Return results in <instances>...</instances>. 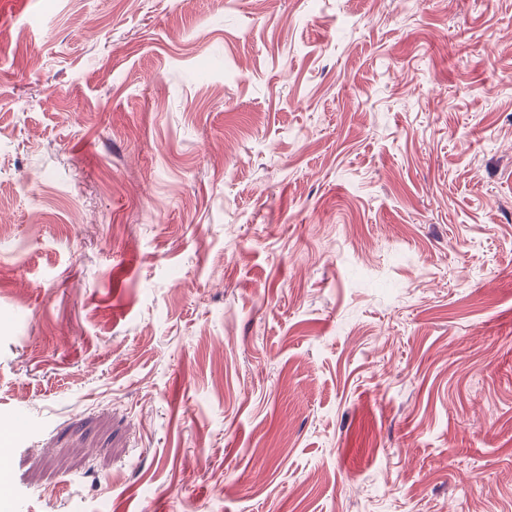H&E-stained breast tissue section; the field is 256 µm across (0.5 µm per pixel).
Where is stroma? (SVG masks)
I'll list each match as a JSON object with an SVG mask.
<instances>
[{"mask_svg":"<svg viewBox=\"0 0 512 512\" xmlns=\"http://www.w3.org/2000/svg\"><path fill=\"white\" fill-rule=\"evenodd\" d=\"M17 512H512V0H0Z\"/></svg>","mask_w":512,"mask_h":512,"instance_id":"stroma-1","label":"stroma"}]
</instances>
